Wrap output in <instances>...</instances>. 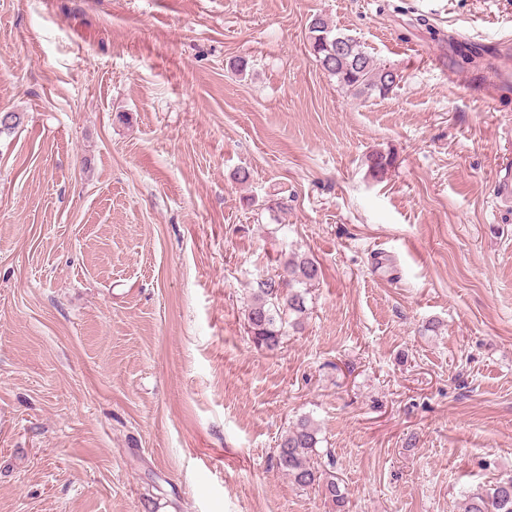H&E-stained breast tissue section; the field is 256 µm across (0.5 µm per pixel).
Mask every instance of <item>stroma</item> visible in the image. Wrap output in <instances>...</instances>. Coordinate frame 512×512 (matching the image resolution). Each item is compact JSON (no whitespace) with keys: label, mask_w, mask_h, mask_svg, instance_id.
<instances>
[{"label":"stroma","mask_w":512,"mask_h":512,"mask_svg":"<svg viewBox=\"0 0 512 512\" xmlns=\"http://www.w3.org/2000/svg\"><path fill=\"white\" fill-rule=\"evenodd\" d=\"M316 15L393 92L339 86ZM498 67L512 0H0V512H334L276 466L303 416L344 512L512 475ZM294 253L308 311L256 348ZM319 276L316 261L293 255L283 262L278 279L270 277L260 283L247 312L249 333L257 348L276 350L288 335L287 327L299 325V318L307 311L308 289L298 285L311 286ZM291 315H296L293 321L289 320Z\"/></svg>","instance_id":"obj_1"}]
</instances>
